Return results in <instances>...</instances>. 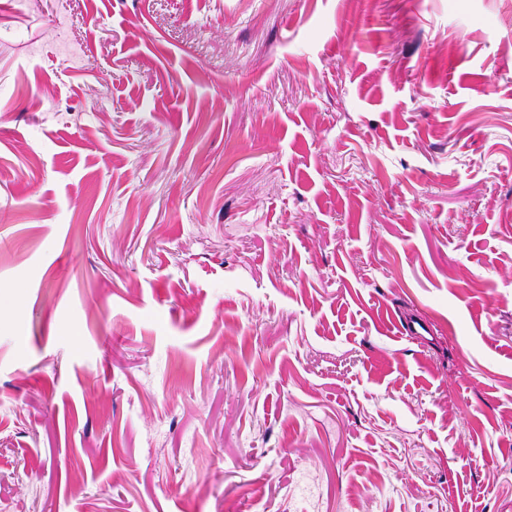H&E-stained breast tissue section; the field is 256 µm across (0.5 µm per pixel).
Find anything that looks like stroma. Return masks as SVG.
Segmentation results:
<instances>
[{
  "label": "stroma",
  "mask_w": 512,
  "mask_h": 512,
  "mask_svg": "<svg viewBox=\"0 0 512 512\" xmlns=\"http://www.w3.org/2000/svg\"><path fill=\"white\" fill-rule=\"evenodd\" d=\"M511 500L512 0H0V512Z\"/></svg>",
  "instance_id": "obj_1"
}]
</instances>
